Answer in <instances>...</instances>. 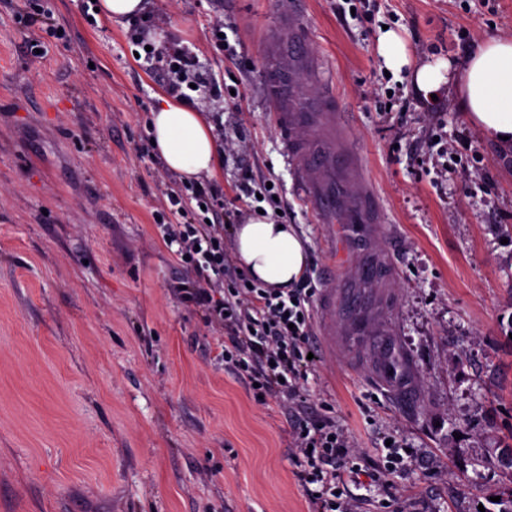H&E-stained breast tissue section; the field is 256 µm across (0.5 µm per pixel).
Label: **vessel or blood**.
Instances as JSON below:
<instances>
[{
  "mask_svg": "<svg viewBox=\"0 0 512 512\" xmlns=\"http://www.w3.org/2000/svg\"><path fill=\"white\" fill-rule=\"evenodd\" d=\"M303 25L304 18L296 11L280 16L277 30L269 33L265 45L266 60L271 68L292 72L317 67L318 62L306 43L296 36ZM267 92L276 107L278 122L286 133L285 151L291 157L320 221L350 225L354 233L351 248H365L379 242L381 215L378 200L360 157L350 148L349 134L337 121L335 112L325 107H313L294 88L279 82L270 83ZM304 129L328 131L329 147L320 150L312 142L297 139V131ZM338 176L356 185L355 196L337 195L334 179ZM348 250L335 246L318 293V305L326 315L323 343L329 351L343 354L362 348L373 350L375 356L369 364L370 376L403 404H413L417 391L411 376L391 373V362L400 354L397 331L376 326L379 313L393 308L391 295L382 289L371 298L355 288L340 290L336 287L337 272L345 262ZM392 273V263L385 252L375 255L372 263L360 269L361 277L372 283L391 277Z\"/></svg>",
  "mask_w": 512,
  "mask_h": 512,
  "instance_id": "obj_1",
  "label": "vessel or blood"
}]
</instances>
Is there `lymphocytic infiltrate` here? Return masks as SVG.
I'll return each instance as SVG.
<instances>
[{"instance_id":"f902f5d3","label":"lymphocytic infiltrate","mask_w":512,"mask_h":512,"mask_svg":"<svg viewBox=\"0 0 512 512\" xmlns=\"http://www.w3.org/2000/svg\"><path fill=\"white\" fill-rule=\"evenodd\" d=\"M216 200L214 186L203 181L190 183L185 193L168 194L173 219L158 229L176 264L189 273L180 297L202 310L208 323L223 325L224 363L251 386L253 396L301 400L313 367L306 306L315 291L250 287L234 279L232 259L224 249L226 212ZM294 432L299 482L316 512H337L342 475L357 471L349 440L332 422L315 415L297 418Z\"/></svg>"}]
</instances>
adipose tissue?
Instances as JSON below:
<instances>
[{
  "label": "adipose tissue",
  "mask_w": 512,
  "mask_h": 512,
  "mask_svg": "<svg viewBox=\"0 0 512 512\" xmlns=\"http://www.w3.org/2000/svg\"><path fill=\"white\" fill-rule=\"evenodd\" d=\"M379 50L387 66L406 71L424 96L454 82L470 123L487 141L512 148V38L479 41L459 68L444 59L412 65L392 31L381 34ZM212 130L204 112L179 100L166 102L151 118L156 150L166 168L185 180L214 174L218 145ZM234 250L240 268L267 288L296 287L309 265L308 250L295 226L279 225L263 215L236 226Z\"/></svg>",
  "instance_id": "obj_1"
}]
</instances>
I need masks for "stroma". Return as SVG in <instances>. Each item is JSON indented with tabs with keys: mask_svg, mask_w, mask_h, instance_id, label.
Listing matches in <instances>:
<instances>
[{
	"mask_svg": "<svg viewBox=\"0 0 512 512\" xmlns=\"http://www.w3.org/2000/svg\"><path fill=\"white\" fill-rule=\"evenodd\" d=\"M303 13L385 217L395 328L415 404L352 356L321 358L308 411L348 436L366 476L346 512H512V157L486 142L453 85L424 98L379 53L394 31L413 64L460 65L512 37V0H147L108 21L93 0H0V512H309L282 396L255 401L224 364L221 325L184 305L154 212L180 185L149 138L189 52L223 83L190 92L222 150L213 178L236 219L240 169L272 179L306 239L312 288L330 239L282 150L264 48ZM151 43L153 57L143 56ZM40 44L41 54L30 51ZM409 465L376 475L383 440Z\"/></svg>",
	"mask_w": 512,
	"mask_h": 512,
	"instance_id": "35a3bbf8",
	"label": "stroma"
}]
</instances>
